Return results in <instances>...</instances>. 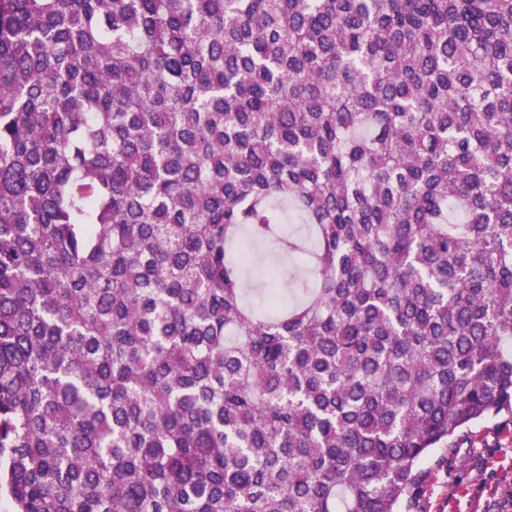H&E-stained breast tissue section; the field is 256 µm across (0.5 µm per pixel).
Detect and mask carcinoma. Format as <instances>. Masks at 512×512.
<instances>
[{
	"instance_id": "cac0c4a2",
	"label": "carcinoma",
	"mask_w": 512,
	"mask_h": 512,
	"mask_svg": "<svg viewBox=\"0 0 512 512\" xmlns=\"http://www.w3.org/2000/svg\"><path fill=\"white\" fill-rule=\"evenodd\" d=\"M510 340L512 0H0L11 512H420Z\"/></svg>"
}]
</instances>
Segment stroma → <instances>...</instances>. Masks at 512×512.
Returning <instances> with one entry per match:
<instances>
[{
    "instance_id": "1",
    "label": "stroma",
    "mask_w": 512,
    "mask_h": 512,
    "mask_svg": "<svg viewBox=\"0 0 512 512\" xmlns=\"http://www.w3.org/2000/svg\"><path fill=\"white\" fill-rule=\"evenodd\" d=\"M468 434L471 444L422 461V512H512V420H483Z\"/></svg>"
}]
</instances>
